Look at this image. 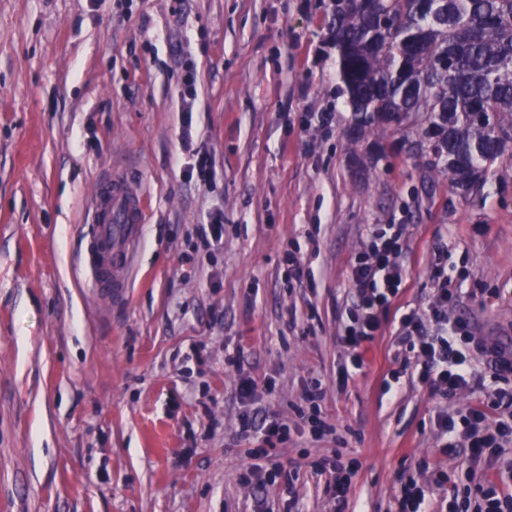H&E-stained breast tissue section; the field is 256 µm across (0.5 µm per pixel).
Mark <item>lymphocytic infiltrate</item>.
Segmentation results:
<instances>
[{
  "mask_svg": "<svg viewBox=\"0 0 512 512\" xmlns=\"http://www.w3.org/2000/svg\"><path fill=\"white\" fill-rule=\"evenodd\" d=\"M405 247L402 225H377L352 267L356 299L342 341L354 353L355 368H363L364 355L382 329L384 311L402 291L406 273L400 255ZM432 265L434 288L428 311L404 314L401 325L409 336L420 382L432 395L448 400L471 385L474 339L467 321L448 316V305L457 294L448 286L447 250H438ZM507 403L512 404V393L497 391L466 410L439 412L436 427L442 453L452 454L461 435L468 440L473 455H482L489 448L504 454L512 446V412L502 411ZM436 480L433 473L423 481L411 475L401 479L398 512H512V491L500 487L494 474L477 479L451 500L432 503L428 497Z\"/></svg>",
  "mask_w": 512,
  "mask_h": 512,
  "instance_id": "lymphocytic-infiltrate-1",
  "label": "lymphocytic infiltrate"
}]
</instances>
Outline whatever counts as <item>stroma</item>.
Instances as JSON below:
<instances>
[{
  "mask_svg": "<svg viewBox=\"0 0 512 512\" xmlns=\"http://www.w3.org/2000/svg\"><path fill=\"white\" fill-rule=\"evenodd\" d=\"M325 2L0 0V512H397L405 470L485 473L467 440L438 454L439 401L398 335L428 308L444 244L449 315L512 345V161L466 195L424 160L350 144ZM202 147L211 187L184 171ZM110 172L148 213L104 308L85 231ZM216 207L224 239L207 248ZM377 224L406 227V288L354 371L351 266ZM291 252L313 284L289 279ZM317 379L320 438L302 419ZM245 418L290 438L245 437ZM336 452L352 465L341 507L319 466ZM256 464L290 477L259 484Z\"/></svg>",
  "mask_w": 512,
  "mask_h": 512,
  "instance_id": "stroma-1",
  "label": "stroma"
}]
</instances>
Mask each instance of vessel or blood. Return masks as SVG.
Masks as SVG:
<instances>
[{
    "label": "vessel or blood",
    "mask_w": 512,
    "mask_h": 512,
    "mask_svg": "<svg viewBox=\"0 0 512 512\" xmlns=\"http://www.w3.org/2000/svg\"><path fill=\"white\" fill-rule=\"evenodd\" d=\"M143 220V197L127 178L109 173L97 179L91 194L87 254L94 260L91 283L101 300L122 296Z\"/></svg>",
    "instance_id": "vessel-or-blood-1"
}]
</instances>
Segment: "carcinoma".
<instances>
[{
  "mask_svg": "<svg viewBox=\"0 0 512 512\" xmlns=\"http://www.w3.org/2000/svg\"><path fill=\"white\" fill-rule=\"evenodd\" d=\"M330 40L358 143L418 127L427 166L462 191L481 188L512 143V0H440L432 16L414 0H329Z\"/></svg>",
  "mask_w": 512,
  "mask_h": 512,
  "instance_id": "cac0c4a2",
  "label": "carcinoma"
}]
</instances>
